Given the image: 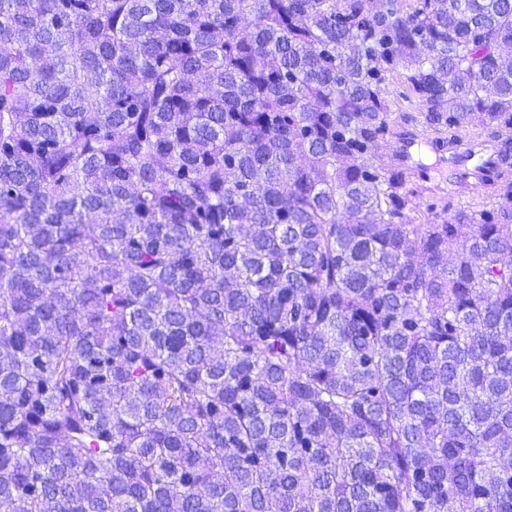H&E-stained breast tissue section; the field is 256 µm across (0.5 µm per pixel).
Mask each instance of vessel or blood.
Returning <instances> with one entry per match:
<instances>
[{
    "instance_id": "b4317fda",
    "label": "vessel or blood",
    "mask_w": 512,
    "mask_h": 512,
    "mask_svg": "<svg viewBox=\"0 0 512 512\" xmlns=\"http://www.w3.org/2000/svg\"><path fill=\"white\" fill-rule=\"evenodd\" d=\"M398 146L388 157V164L400 167L407 173L415 171V155L427 147L428 141L414 132H400L396 135ZM499 138H462L449 137V167L463 170L465 182L459 187L460 193L466 194L479 189L489 188V178L499 168Z\"/></svg>"
}]
</instances>
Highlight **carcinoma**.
Segmentation results:
<instances>
[{
	"label": "carcinoma",
	"instance_id": "carcinoma-1",
	"mask_svg": "<svg viewBox=\"0 0 512 512\" xmlns=\"http://www.w3.org/2000/svg\"><path fill=\"white\" fill-rule=\"evenodd\" d=\"M394 76L508 134L512 0H0V512H512V149L408 223Z\"/></svg>",
	"mask_w": 512,
	"mask_h": 512
}]
</instances>
